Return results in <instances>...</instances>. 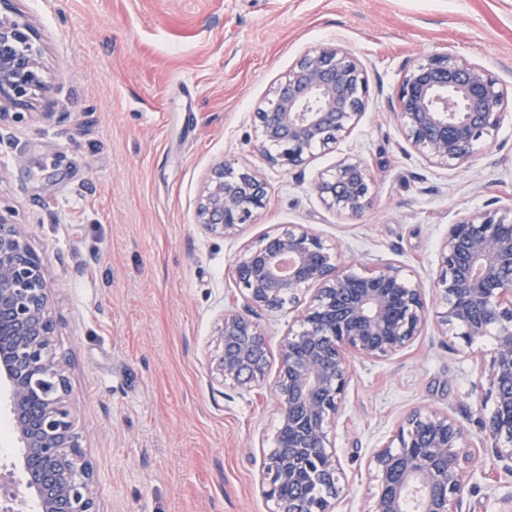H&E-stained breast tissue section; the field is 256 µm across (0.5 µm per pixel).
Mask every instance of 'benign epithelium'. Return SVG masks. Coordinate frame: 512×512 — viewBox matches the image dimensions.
Segmentation results:
<instances>
[{"mask_svg":"<svg viewBox=\"0 0 512 512\" xmlns=\"http://www.w3.org/2000/svg\"><path fill=\"white\" fill-rule=\"evenodd\" d=\"M0 0V118L34 107L47 91L41 38ZM362 67L336 45L308 50L256 113V149L285 171L317 147L350 133L366 107ZM506 88L484 66L448 50L419 58L398 87L392 110L416 153L459 168L477 146L495 138L508 104ZM323 203L361 215L375 194L366 163L344 157L314 182ZM259 169L221 160L199 200L198 223L229 236L265 207ZM436 288L446 301L443 324L475 340L494 333L488 365L495 408L488 421L497 456L512 460V206L462 217L440 248ZM243 309L224 312L222 352L212 373L241 387L264 381L265 335L258 311L297 313L300 330L281 345L274 382L280 427L261 478L274 512H334L343 491L328 424L351 377L349 355L391 356L419 335L427 310L419 285L403 268L378 262L359 272L338 248L301 225H284L246 248L234 264ZM49 273L21 225L0 211V378L26 452L19 462L36 512H96L94 471L86 459L69 400V381L56 352ZM314 290L310 301L303 295ZM398 446L369 459L377 492L371 512H406L410 492L420 512H463L464 430L448 416L414 410L396 435Z\"/></svg>","mask_w":512,"mask_h":512,"instance_id":"7a95c632","label":"benign epithelium"}]
</instances>
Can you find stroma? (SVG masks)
I'll use <instances>...</instances> for the list:
<instances>
[{"label":"stroma","instance_id":"35a3bbf8","mask_svg":"<svg viewBox=\"0 0 512 512\" xmlns=\"http://www.w3.org/2000/svg\"><path fill=\"white\" fill-rule=\"evenodd\" d=\"M41 33L51 119L0 120V207L50 274L70 404L95 471L98 512H272L259 486L279 424L272 384L288 312L256 315L262 386L211 372L225 310L242 307L237 256L283 224L312 229L361 263L390 260L421 285L425 330L396 355L351 360L329 438L339 512H369L372 452L428 408L466 435L465 512H512V462L485 424L492 337L442 324L435 282L450 224L512 205V110L469 166L431 165L391 103L421 56L454 51L512 94V0H14ZM336 44L363 66L366 110L351 133L290 171L263 167L268 202L231 236L196 205L220 160L261 164L256 112L309 49ZM346 156L370 167L371 205L327 208L317 177ZM10 423L0 387V426ZM0 503L21 498L15 431L0 439Z\"/></svg>","mask_w":512,"mask_h":512}]
</instances>
